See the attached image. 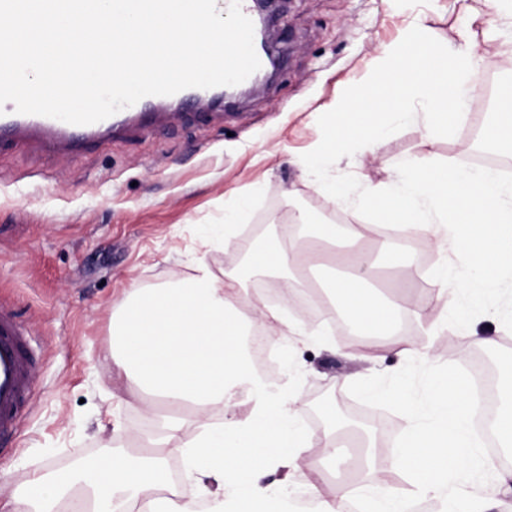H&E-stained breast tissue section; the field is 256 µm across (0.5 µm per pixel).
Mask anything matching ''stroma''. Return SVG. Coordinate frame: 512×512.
<instances>
[{
  "label": "stroma",
  "instance_id": "obj_1",
  "mask_svg": "<svg viewBox=\"0 0 512 512\" xmlns=\"http://www.w3.org/2000/svg\"><path fill=\"white\" fill-rule=\"evenodd\" d=\"M449 49L470 30L477 46L481 88L468 103V124L450 138L422 135L420 123L381 140L374 155L355 154L333 167L374 183L388 181L393 162L459 161L475 148L471 128L493 117L491 100L512 63V26L496 42L487 23H470L457 0H283L274 18L282 70L249 100L222 114L190 113L152 127H132L82 152H50L39 142L0 144V301L30 333L39 356L35 398L17 430L0 437V512L13 489L36 468L59 472L76 459L93 461L122 445L139 447L149 420L112 362V319L137 288L180 283L207 264L216 275L240 265L237 248L256 230L276 233L289 209L312 204L332 209L341 223L364 225L351 206L326 194L301 156L321 140L318 117L333 109L347 87L364 81L384 47L399 42L413 19ZM239 228L224 241V220ZM419 307L398 332L422 338L441 314L430 273L408 288L385 286ZM474 336L493 337L499 384L512 380V346L504 326L480 312L470 316ZM472 338L448 325L431 340L435 357L401 356L399 347L371 349L362 342L319 345L281 341L275 372L303 400L302 425L320 439L328 422L315 393L337 396L336 420L369 410L361 384L404 376L426 400L434 376L460 370Z\"/></svg>",
  "mask_w": 512,
  "mask_h": 512
}]
</instances>
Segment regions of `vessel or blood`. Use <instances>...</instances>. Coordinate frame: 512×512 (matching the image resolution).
Listing matches in <instances>:
<instances>
[{"label":"vessel or blood","instance_id":"b4317fda","mask_svg":"<svg viewBox=\"0 0 512 512\" xmlns=\"http://www.w3.org/2000/svg\"><path fill=\"white\" fill-rule=\"evenodd\" d=\"M223 87L188 88L172 96H148L109 118L91 125H71L57 119L0 113V143L7 140L33 139L63 150H77L89 141L122 132L150 121L174 120L172 105L187 100L204 104L222 98ZM28 331L15 312L0 304V436L10 434L18 425L25 405L33 399L32 369L35 361L28 347Z\"/></svg>","mask_w":512,"mask_h":512}]
</instances>
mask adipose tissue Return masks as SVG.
Returning <instances> with one entry per match:
<instances>
[{
  "label": "adipose tissue",
  "mask_w": 512,
  "mask_h": 512,
  "mask_svg": "<svg viewBox=\"0 0 512 512\" xmlns=\"http://www.w3.org/2000/svg\"><path fill=\"white\" fill-rule=\"evenodd\" d=\"M399 178L385 185H365L360 197L371 205L380 227L393 228L408 251L437 249L446 258L432 278L446 308H458L467 294L472 306L494 317L512 311V185L482 170L449 162H396ZM338 229L322 224L291 239L288 247L251 251L249 270L289 274L333 248L332 260L343 268L327 294L364 337L388 336L399 319L397 303L374 289L363 270L369 253L359 247L336 250ZM245 269V270H248ZM244 269H225L216 279L207 265L170 288H138L112 332V357L133 393L160 397L191 410L196 435L181 441L183 422L163 418L149 436L151 453L121 448L100 460L76 461L70 474L39 470L15 497V512H59L79 498L83 512H195L181 494L170 460L183 457V481L194 483L200 471L214 474L221 493L211 498V512H289L285 484L300 482L316 512H345L351 499L366 512H411L414 501H434L454 512L468 500L472 512H484L482 471L493 470L470 428L466 387L456 373L435 379L428 403L407 393L404 383L386 388L368 384L366 398L391 400L405 414L407 427L392 454L374 470L369 483L355 490L340 487L323 494L307 480L302 462L313 443L300 426L304 404L297 395H274L260 388L247 349V330L260 323L271 337L314 335L302 318L282 307L244 314ZM252 404L246 416L236 412L238 398ZM285 471L282 480L268 473Z\"/></svg>",
  "instance_id": "obj_1"
}]
</instances>
